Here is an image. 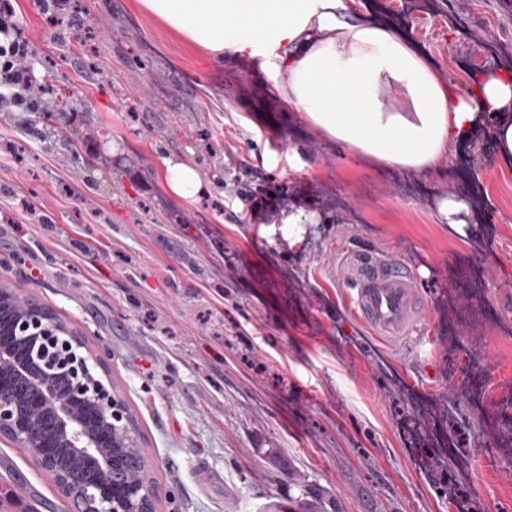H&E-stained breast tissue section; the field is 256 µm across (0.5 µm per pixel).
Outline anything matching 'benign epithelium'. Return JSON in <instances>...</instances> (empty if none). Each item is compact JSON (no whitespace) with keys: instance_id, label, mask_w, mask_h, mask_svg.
<instances>
[{"instance_id":"benign-epithelium-1","label":"benign epithelium","mask_w":512,"mask_h":512,"mask_svg":"<svg viewBox=\"0 0 512 512\" xmlns=\"http://www.w3.org/2000/svg\"><path fill=\"white\" fill-rule=\"evenodd\" d=\"M0 333V439L28 448L45 476L79 502L80 512H155L154 489L139 473L119 488L115 448H136L123 399L96 372L99 359L42 309L19 304Z\"/></svg>"}]
</instances>
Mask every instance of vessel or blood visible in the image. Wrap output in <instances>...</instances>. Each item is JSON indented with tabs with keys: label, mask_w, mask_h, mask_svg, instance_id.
Returning <instances> with one entry per match:
<instances>
[{
	"label": "vessel or blood",
	"mask_w": 512,
	"mask_h": 512,
	"mask_svg": "<svg viewBox=\"0 0 512 512\" xmlns=\"http://www.w3.org/2000/svg\"><path fill=\"white\" fill-rule=\"evenodd\" d=\"M346 307L379 339L424 348L427 306L413 269L379 248L347 253L341 261Z\"/></svg>",
	"instance_id": "obj_1"
}]
</instances>
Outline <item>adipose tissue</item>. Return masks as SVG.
<instances>
[{"label": "adipose tissue", "mask_w": 512, "mask_h": 512, "mask_svg": "<svg viewBox=\"0 0 512 512\" xmlns=\"http://www.w3.org/2000/svg\"><path fill=\"white\" fill-rule=\"evenodd\" d=\"M184 41L219 61H259L269 96L303 113L339 147L386 173L424 175L494 117L493 140L512 164V70L493 68L459 89L392 25L351 13L346 0H139ZM404 106L390 108L387 90ZM166 183L184 200L206 184L167 159Z\"/></svg>", "instance_id": "adipose-tissue-1"}]
</instances>
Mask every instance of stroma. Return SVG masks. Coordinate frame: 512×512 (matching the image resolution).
Wrapping results in <instances>:
<instances>
[{
  "instance_id": "35a3bbf8",
  "label": "stroma",
  "mask_w": 512,
  "mask_h": 512,
  "mask_svg": "<svg viewBox=\"0 0 512 512\" xmlns=\"http://www.w3.org/2000/svg\"><path fill=\"white\" fill-rule=\"evenodd\" d=\"M15 7L53 116L0 112V284L101 355L135 415L157 512H459L412 439L426 408L466 433L452 455L468 512H512V461L487 451L499 430L462 393L475 375L493 393L512 381V168L493 140L451 150L447 175L383 173L263 98L265 74L196 51L137 0H71L54 26L37 0ZM351 7L459 84L512 66V0H416L405 24L391 0ZM170 157L199 171L205 195L169 191ZM449 195L471 204L467 235L439 217ZM298 211L311 221L290 227ZM360 244L415 270L421 356L346 308L338 265ZM474 271L480 289L460 292ZM0 487L38 512L73 510L4 441Z\"/></svg>"
}]
</instances>
